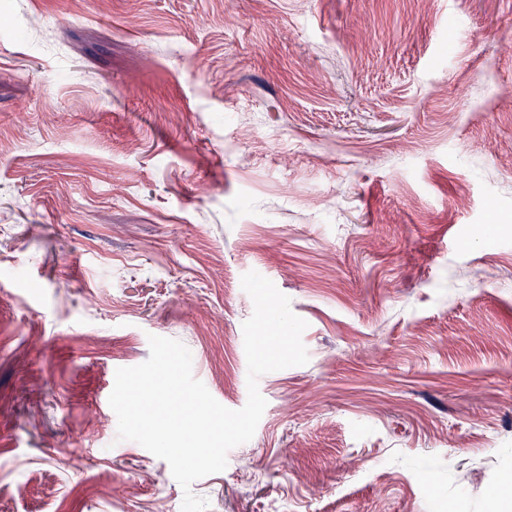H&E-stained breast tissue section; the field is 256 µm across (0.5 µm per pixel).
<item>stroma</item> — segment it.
Masks as SVG:
<instances>
[{"instance_id":"stroma-1","label":"stroma","mask_w":512,"mask_h":512,"mask_svg":"<svg viewBox=\"0 0 512 512\" xmlns=\"http://www.w3.org/2000/svg\"><path fill=\"white\" fill-rule=\"evenodd\" d=\"M251 270L309 361L208 512L512 500V0H0V512H181L115 371L242 408Z\"/></svg>"}]
</instances>
